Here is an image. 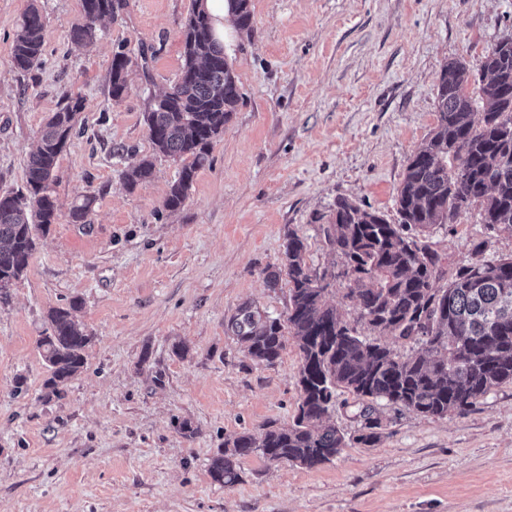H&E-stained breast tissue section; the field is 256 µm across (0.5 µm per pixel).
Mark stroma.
<instances>
[{
	"label": "stroma",
	"instance_id": "1",
	"mask_svg": "<svg viewBox=\"0 0 512 512\" xmlns=\"http://www.w3.org/2000/svg\"><path fill=\"white\" fill-rule=\"evenodd\" d=\"M29 3L0 0V193L24 188L48 117L71 98L84 109L51 185L57 220L0 304V512H512L509 383L443 419L384 409L370 446L355 443L343 392L329 421L352 443L332 462L253 455L231 486L208 472L226 437L288 426L300 395L295 342L259 365L225 319L246 302L287 317L288 279L273 287L267 275L292 231L314 272H336L328 302L356 319L323 233L334 203L396 220L407 160L437 123L442 67L477 66L512 36V0H250V28L224 40L241 100L174 213L163 202L182 164L155 154L144 113L181 72L192 0H125L88 47L70 39L81 0H39L44 55L23 73L10 47ZM119 50L147 64L130 68L116 102ZM146 157L152 178L127 185ZM86 200L90 223H72ZM430 241L454 269L480 241L486 258L512 255V235L475 209ZM75 298L93 341L50 397L37 340L49 309Z\"/></svg>",
	"mask_w": 512,
	"mask_h": 512
}]
</instances>
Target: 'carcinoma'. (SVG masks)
Listing matches in <instances>:
<instances>
[{
  "label": "carcinoma",
  "mask_w": 512,
  "mask_h": 512,
  "mask_svg": "<svg viewBox=\"0 0 512 512\" xmlns=\"http://www.w3.org/2000/svg\"><path fill=\"white\" fill-rule=\"evenodd\" d=\"M229 3L236 26L250 28V0ZM119 6L120 0H82L86 22L73 28L71 41L93 42L98 22ZM43 32V14L32 3L11 46L16 69L28 72L40 64ZM183 58L176 85L152 99L144 113L156 153L192 158L167 192L164 207L170 212L184 205L196 171L211 162L212 144L241 99L224 49L195 7L185 25ZM129 64L123 53L112 59L114 100L127 93ZM471 83L483 103L478 121ZM436 99L437 124L408 158L398 190V222L340 198L332 224L323 228L343 261L358 317L349 321L327 303V286L307 264L304 239L293 232L280 271L268 276L272 287L280 273L288 277L287 319L246 303L224 322V332L244 344L258 364H274L286 336H292L301 360L300 397L288 427L269 424L258 434L225 440L210 464L214 481L236 483L237 463L250 455L308 469L332 461L349 443L339 429L324 425L339 390L355 397L363 419L354 442L369 445L378 438L380 406L445 418L512 383V256L487 259L477 248L474 260L442 285V258L426 240L432 226L455 223L475 204L481 223L512 233V38L494 44L475 72L461 61L446 64ZM83 107L78 98L45 123L27 162L26 192L0 193V303L27 269L36 248L34 231L57 220L49 185ZM153 167L143 159L124 177L134 185L149 179ZM80 307L73 299L50 309L48 328L37 342L49 372L45 387L53 393L79 374L93 339L76 318ZM361 326L388 334L390 341L363 335Z\"/></svg>",
  "instance_id": "carcinoma-1"
}]
</instances>
